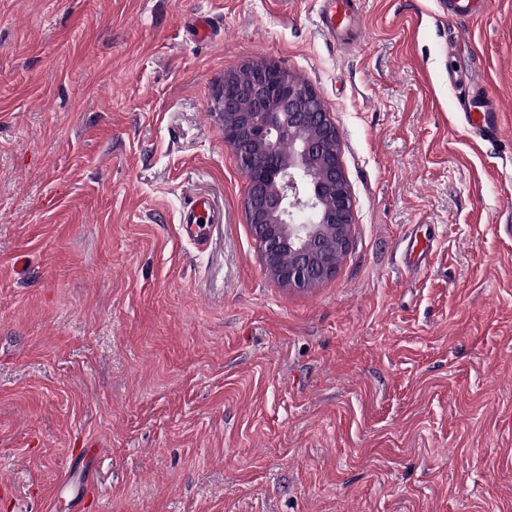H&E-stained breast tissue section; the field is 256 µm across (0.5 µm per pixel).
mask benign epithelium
Wrapping results in <instances>:
<instances>
[{"mask_svg": "<svg viewBox=\"0 0 512 512\" xmlns=\"http://www.w3.org/2000/svg\"><path fill=\"white\" fill-rule=\"evenodd\" d=\"M248 73L247 83L224 75L213 93L224 141L247 181V220L269 275L288 288H313L336 273L354 224L336 125L318 94L289 72L266 63Z\"/></svg>", "mask_w": 512, "mask_h": 512, "instance_id": "7a95c632", "label": "benign epithelium"}]
</instances>
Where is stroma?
I'll return each instance as SVG.
<instances>
[{"instance_id":"35a3bbf8","label":"stroma","mask_w":512,"mask_h":512,"mask_svg":"<svg viewBox=\"0 0 512 512\" xmlns=\"http://www.w3.org/2000/svg\"><path fill=\"white\" fill-rule=\"evenodd\" d=\"M321 8L0 0V512H512V0H362L346 46ZM261 62L321 96L352 192L304 291L214 112ZM480 4V9L475 10L476 4ZM490 0H448V18L456 20L462 16H472L484 12L490 8ZM459 95L457 101L459 107L464 112L468 130L476 136L484 137L496 134L495 114L496 108L488 107L487 112H476L470 99L469 91L460 86L457 88ZM204 219V223L200 220ZM214 220L208 200L202 196L193 197L188 208L183 211L180 224H183V230L186 235L197 244H204L206 235L203 228Z\"/></svg>"}]
</instances>
